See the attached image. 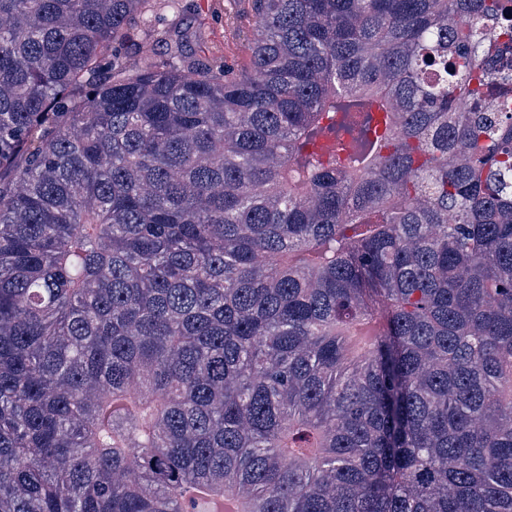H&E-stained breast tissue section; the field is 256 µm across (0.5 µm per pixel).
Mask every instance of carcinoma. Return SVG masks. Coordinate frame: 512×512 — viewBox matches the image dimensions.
Masks as SVG:
<instances>
[{
	"instance_id": "cac0c4a2",
	"label": "carcinoma",
	"mask_w": 512,
	"mask_h": 512,
	"mask_svg": "<svg viewBox=\"0 0 512 512\" xmlns=\"http://www.w3.org/2000/svg\"><path fill=\"white\" fill-rule=\"evenodd\" d=\"M148 2L0 0V512H512V7ZM151 9L152 22L139 27L143 42L158 43L164 52V42L174 30L196 31L201 33V40L193 38L185 48L190 59L221 61L232 73L246 68L250 40L230 28V19L235 17L238 24L248 25L252 0H180L174 9L167 0H152Z\"/></svg>"
}]
</instances>
